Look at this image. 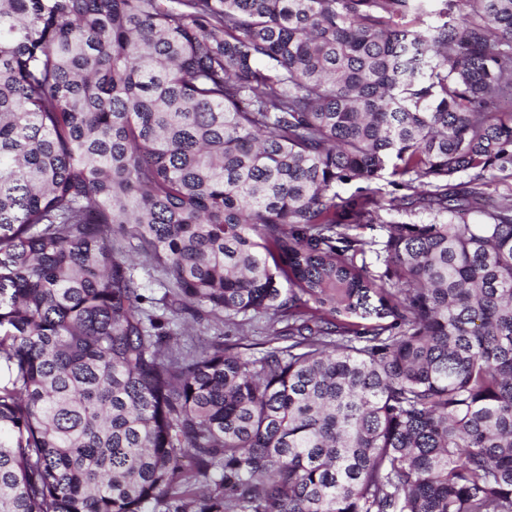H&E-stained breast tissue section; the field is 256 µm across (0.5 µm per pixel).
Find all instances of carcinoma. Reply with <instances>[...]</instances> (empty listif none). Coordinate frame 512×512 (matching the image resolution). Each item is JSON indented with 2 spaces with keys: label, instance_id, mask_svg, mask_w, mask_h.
Here are the masks:
<instances>
[{
  "label": "carcinoma",
  "instance_id": "obj_1",
  "mask_svg": "<svg viewBox=\"0 0 512 512\" xmlns=\"http://www.w3.org/2000/svg\"><path fill=\"white\" fill-rule=\"evenodd\" d=\"M492 183L512 0H0V512H512ZM175 322L178 324V337L182 346H190L198 344V340L210 339L215 333H223L224 341L228 343L240 342L242 348H238L241 352L251 353L257 351L255 349L246 350L243 347L252 343L262 342L265 336L266 320L260 319L254 321L252 329H245L244 332L237 329L231 322H210L204 324H196L185 315L177 317ZM242 339V340H240Z\"/></svg>",
  "mask_w": 512,
  "mask_h": 512
}]
</instances>
